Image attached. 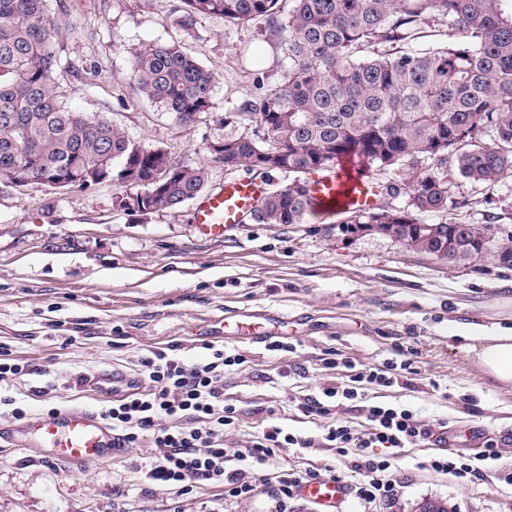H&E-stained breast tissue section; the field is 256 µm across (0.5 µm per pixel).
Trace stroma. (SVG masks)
Returning <instances> with one entry per match:
<instances>
[{
  "instance_id": "35a3bbf8",
  "label": "stroma",
  "mask_w": 512,
  "mask_h": 512,
  "mask_svg": "<svg viewBox=\"0 0 512 512\" xmlns=\"http://www.w3.org/2000/svg\"><path fill=\"white\" fill-rule=\"evenodd\" d=\"M176 2L49 0L60 27L54 51L61 67L91 71L62 79L69 107L103 115L130 139L206 168L211 194L248 177L244 167L225 170L207 146L223 139L226 112L275 87L281 56L263 41V19L237 27L205 16L187 33L175 22ZM172 41L216 76L212 112L186 130L140 95L131 77L136 51ZM255 46L261 60H246L243 49ZM447 184L452 207L422 214L423 223L488 225L498 242L512 235V173L491 186L455 174ZM124 193L110 182L86 190L0 185V361L31 369L0 385V394L30 416L69 405L99 410L108 399L80 387L86 373L137 375L142 356L170 347L194 363L212 345L243 359L224 370V398L237 411L224 430L227 469L250 468L248 448L272 426L314 443L278 449L251 497L203 482L181 493L144 479L151 439L70 467L31 447L5 406L0 427L14 440L0 444V512H277L280 470L332 466L352 484L359 479L353 461L368 458L388 460L397 495L368 502L351 494L338 512H419L427 501L453 512H512V486L493 471L461 483L429 465L442 453L432 436L446 428L478 430L497 444L501 464L512 465V384L486 376L448 340L455 323L512 326V313L496 306L512 295V269L490 256L451 263L376 233L349 238L335 218L250 221L214 238L193 224L195 201L143 215L118 207ZM244 310L279 316L275 334L292 351L232 335L227 320ZM406 351L413 374L389 387L362 385L360 407L331 399L326 413L302 411L324 388L401 363ZM43 386L52 387L51 399L39 395ZM376 404L412 410L430 436L342 455L324 440L340 423L367 432L365 408Z\"/></svg>"
}]
</instances>
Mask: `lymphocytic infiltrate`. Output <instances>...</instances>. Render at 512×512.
I'll list each match as a JSON object with an SVG mask.
<instances>
[{"label":"lymphocytic infiltrate","mask_w":512,"mask_h":512,"mask_svg":"<svg viewBox=\"0 0 512 512\" xmlns=\"http://www.w3.org/2000/svg\"><path fill=\"white\" fill-rule=\"evenodd\" d=\"M140 363L147 389L118 400L101 414L121 446L130 448L144 438L152 439L157 454L145 470L146 479L181 491L206 481L232 496H250L256 488L255 475L224 466V430L234 424L236 409L224 401L223 350H212L207 360L192 364L164 351L144 356ZM366 417V433L340 424L328 429L326 441L340 452L375 444L401 448L427 433L413 411L405 408L371 405ZM388 467V461L378 459L355 464L360 476L355 494L370 501L394 496L396 482L387 478Z\"/></svg>","instance_id":"f902f5d3"}]
</instances>
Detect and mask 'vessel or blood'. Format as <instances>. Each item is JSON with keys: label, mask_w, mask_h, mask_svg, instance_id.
Returning <instances> with one entry per match:
<instances>
[{"label": "vessel or blood", "mask_w": 512, "mask_h": 512, "mask_svg": "<svg viewBox=\"0 0 512 512\" xmlns=\"http://www.w3.org/2000/svg\"><path fill=\"white\" fill-rule=\"evenodd\" d=\"M309 186L322 215L347 211L364 212L377 206L379 187L355 160L340 162L336 172L310 174ZM266 191L264 181L242 178L225 182L219 191L202 199L196 206L193 222L207 235L220 237L225 231L244 224ZM87 387L100 394L130 393L139 390L142 381L125 373L101 370L87 376ZM27 425L39 448H52L59 460L85 465L100 458L103 449L113 447L112 428L99 412L72 405L55 412L29 418ZM301 498L317 505L318 512H336L348 494L344 482L321 478L303 482Z\"/></svg>", "instance_id": "vessel-or-blood-1"}]
</instances>
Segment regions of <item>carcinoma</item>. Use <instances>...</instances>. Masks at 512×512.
Returning a JSON list of instances; mask_svg holds the SVG:
<instances>
[{
    "mask_svg": "<svg viewBox=\"0 0 512 512\" xmlns=\"http://www.w3.org/2000/svg\"><path fill=\"white\" fill-rule=\"evenodd\" d=\"M174 13L186 32L203 16L236 26L264 17L267 41L288 61L268 93L225 113L233 130L224 144L208 146L226 170L291 177L268 189L252 211L256 223H303L312 203L305 175L356 157L381 170L409 169V202L350 212L342 223L400 224L398 242L413 241L418 252L446 260L451 241L456 262L490 254L512 267V238L493 246L486 226L444 223L424 241L412 232L417 213L448 210L445 170L486 186L512 171V14L499 0H179ZM431 21L446 41L415 48ZM57 33L47 0H0V184L136 187L118 205L141 214L196 198L205 169L67 106ZM131 71L141 95L178 126L213 108L214 73L178 43L137 51Z\"/></svg>",
    "mask_w": 512,
    "mask_h": 512,
    "instance_id": "obj_1",
    "label": "carcinoma"
}]
</instances>
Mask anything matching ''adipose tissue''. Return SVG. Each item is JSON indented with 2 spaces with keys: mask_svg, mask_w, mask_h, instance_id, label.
<instances>
[{
  "mask_svg": "<svg viewBox=\"0 0 512 512\" xmlns=\"http://www.w3.org/2000/svg\"><path fill=\"white\" fill-rule=\"evenodd\" d=\"M450 338L456 352L476 359L489 376L512 383V330L464 324Z\"/></svg>",
  "mask_w": 512,
  "mask_h": 512,
  "instance_id": "adipose-tissue-1",
  "label": "adipose tissue"
}]
</instances>
